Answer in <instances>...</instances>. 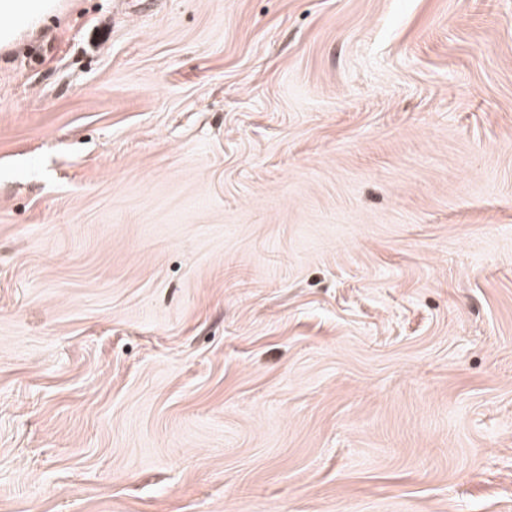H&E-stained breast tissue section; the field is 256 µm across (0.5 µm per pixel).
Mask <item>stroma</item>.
I'll return each mask as SVG.
<instances>
[{"mask_svg": "<svg viewBox=\"0 0 512 512\" xmlns=\"http://www.w3.org/2000/svg\"><path fill=\"white\" fill-rule=\"evenodd\" d=\"M0 49V512H512V0H63Z\"/></svg>", "mask_w": 512, "mask_h": 512, "instance_id": "stroma-1", "label": "stroma"}]
</instances>
